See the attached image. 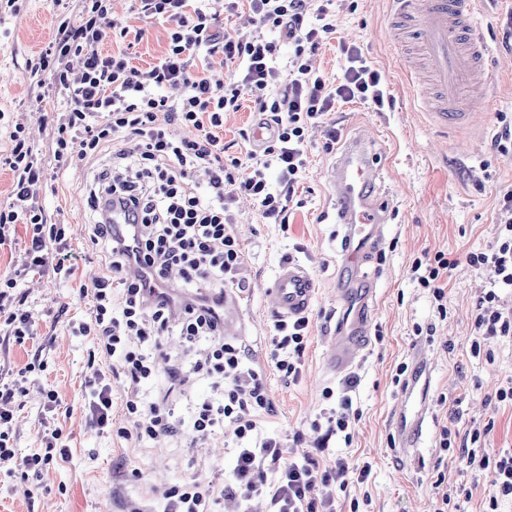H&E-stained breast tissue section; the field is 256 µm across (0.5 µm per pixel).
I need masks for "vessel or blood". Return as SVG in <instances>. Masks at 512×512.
I'll use <instances>...</instances> for the list:
<instances>
[{
  "mask_svg": "<svg viewBox=\"0 0 512 512\" xmlns=\"http://www.w3.org/2000/svg\"><path fill=\"white\" fill-rule=\"evenodd\" d=\"M396 16L406 26L428 83L435 87L436 107L426 109L432 124L460 127L471 120L470 89L484 66V43L469 25L476 0H394ZM374 142L367 135L355 138L342 152L330 179L336 201L334 208L345 226L342 267L355 272L366 262L371 249L383 235L387 209L371 201L368 192L377 176L370 156ZM273 310L283 319L311 311L315 279L304 266L288 262L281 266L266 290ZM346 316L337 327L326 353V370L338 375L357 361L368 321L367 302L350 289L336 291ZM244 319L232 297L224 299V333L238 336Z\"/></svg>",
  "mask_w": 512,
  "mask_h": 512,
  "instance_id": "obj_1",
  "label": "vessel or blood"
}]
</instances>
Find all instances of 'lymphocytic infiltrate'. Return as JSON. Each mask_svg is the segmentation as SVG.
Segmentation results:
<instances>
[{
	"label": "lymphocytic infiltrate",
	"mask_w": 512,
	"mask_h": 512,
	"mask_svg": "<svg viewBox=\"0 0 512 512\" xmlns=\"http://www.w3.org/2000/svg\"><path fill=\"white\" fill-rule=\"evenodd\" d=\"M204 2L137 0L140 18L169 25L165 52L144 69L132 65L127 48L103 50L110 37L139 41L144 35L143 29L114 22L107 0H78V20L60 17L32 73H51L62 103L50 144L57 173H66L73 160H96L107 145L116 147L111 168L97 173L87 195L89 238L105 249L111 271L89 284L78 279L70 226L49 215L39 197L43 159L28 143L23 126L15 125L10 151L0 154V168L13 176L11 200L0 205V250L19 247L23 253L19 264L0 274V343L20 346L33 338L22 289L30 273L70 282L79 296L93 299L88 317L68 322L72 335L93 338L99 354L89 361L85 379L84 410L91 426L140 442L180 433L204 440L220 430L233 446L229 483L218 488L188 479L171 486L163 512H212V504L226 497L243 503L263 500L267 512H336L326 488L366 483L372 464L341 455L321 461L309 451H289L283 438L266 428L273 401L265 370L299 378L310 320L277 321L263 363L239 337L225 335L224 293L243 289L246 279L242 246L231 231V209L247 196L265 219L287 224L288 205L306 175L310 131L327 127L329 143H336L332 112L350 102L369 101L381 108L390 94L357 47H344L347 66L339 82L313 68L312 54L322 36L333 31L317 0H228V12L245 6L258 22L246 40L216 31ZM283 39L292 48L284 71L277 62ZM217 54L228 69L227 79L207 73L210 57ZM171 88L179 89L178 97L168 96ZM246 102L270 138L225 158L224 115ZM173 124L185 128L186 136L172 137ZM196 175L202 176L204 190L192 187ZM497 224L488 251L468 253L462 261L439 252L414 263L418 284L438 302L460 262L493 271L489 288L477 300L470 346L476 357L490 340L512 335V308L499 295L512 288V190L499 199ZM173 335L184 352H195V361L166 353V339ZM159 355L171 384L207 378L215 398L191 407L184 417L175 415L168 399L144 402L140 389L154 377ZM45 368L38 351L16 373L0 365V467L19 474V488L28 499L43 472L71 456L54 419L61 400L52 389L44 392L48 416L41 422L42 452L21 456L13 444L15 408L30 373ZM116 377L129 391L123 407L127 424L118 429L112 426ZM356 384L352 377L341 392L324 389L329 405L312 424L321 433L318 447L359 420L350 396ZM493 429L486 424L458 445L451 429H443L440 449L467 465L495 469L498 479L488 507L497 512L500 502L512 501V450H489Z\"/></svg>",
	"instance_id": "f902f5d3"
}]
</instances>
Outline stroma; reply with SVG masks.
<instances>
[{
	"label": "stroma",
	"mask_w": 512,
	"mask_h": 512,
	"mask_svg": "<svg viewBox=\"0 0 512 512\" xmlns=\"http://www.w3.org/2000/svg\"><path fill=\"white\" fill-rule=\"evenodd\" d=\"M21 11L0 23V151L11 148V125L21 123L40 150L51 142V115L57 101L50 87L37 86L28 64L52 38L61 12L54 0H19ZM473 21L487 47L485 77L479 87L486 110L472 123L445 131L426 122L414 106L431 96L428 84H409L403 64L414 57L405 30L393 23L391 0H328L327 22L335 33L323 37L314 63L329 79L341 77L344 58L340 42L360 48L380 72L392 105L377 110L371 103H349L333 113L340 138L325 150L323 134H315L307 152V176L288 211V226L266 223L247 199L233 208V230L243 243L247 287L237 302L245 319L244 344L257 360L268 355L266 338L274 317L267 287L282 264L304 265L314 276L317 293L309 313L310 338L304 370L291 382L267 370L266 384L274 404L271 425L285 439L310 436V424L327 403L324 389L341 391L344 376L324 374L326 337L342 316L336 299V271L341 266L343 228L335 222L329 172L347 144L359 132L377 139L378 174L375 191L387 200L388 221L379 246L370 254L363 274L346 275L356 287L362 277L374 281L369 302V341L353 368L358 384L353 405L362 417L352 443L334 437L329 452L373 461L372 476L363 485L336 493L337 512H350L355 498L370 497L365 512H430L434 483L444 478L458 512H485L493 470L467 469L454 457H440L442 427L465 434L494 422L492 446L512 448V408L494 401L495 391L512 381V338L496 340L493 360L472 357L476 298L488 274L464 263L467 253L489 249L497 236L498 200L512 189V156L501 155L496 139L503 120L512 121V30L506 29L512 0H480ZM133 0H112L118 22L143 28L145 35L132 50L134 65L145 68L165 50L168 25L141 20ZM41 107H33L34 99ZM93 164L81 162L64 176H48L39 192L49 212L63 211L72 226L73 248L79 255L77 274L91 279L102 274L105 256L91 243L86 208V182ZM443 251L459 256L445 289L443 306H436L429 289L413 279L412 265L424 253ZM28 309L36 336L25 345L0 349V359L23 368L34 351L47 363L31 375L28 393L13 425L16 446L28 454L40 448L38 419L41 388L58 392L72 455L68 462L45 473L34 499L10 494L12 478L0 469V512H124L127 504L160 506L164 493L196 477L223 485L231 473L233 450L223 433L211 442L192 444L181 434L140 443L116 433L93 430L83 409L91 337L69 335L68 316L81 317L91 301L73 294L68 284L51 276L28 284ZM429 361L419 370L416 355ZM408 367L407 385L393 381L399 365ZM426 412L416 447L404 448V431L414 424L418 406Z\"/></svg>",
	"instance_id": "obj_1"
}]
</instances>
